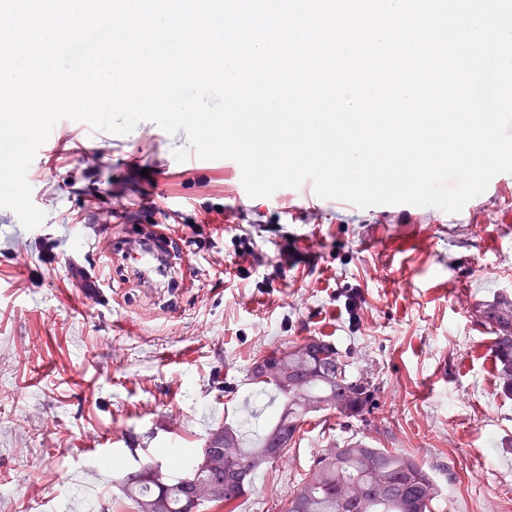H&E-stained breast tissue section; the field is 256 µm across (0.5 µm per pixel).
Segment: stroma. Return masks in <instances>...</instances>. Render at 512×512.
I'll return each mask as SVG.
<instances>
[{
	"label": "stroma",
	"instance_id": "obj_1",
	"mask_svg": "<svg viewBox=\"0 0 512 512\" xmlns=\"http://www.w3.org/2000/svg\"><path fill=\"white\" fill-rule=\"evenodd\" d=\"M189 152L150 121L66 118L27 173L43 223L0 208V512H134L105 462L197 455L227 420L254 439L274 400L248 369L308 338L369 377L370 411L307 418L251 494L200 512H285L319 450L362 436L432 469L436 512H512V393L486 317L512 296V173L457 214L361 209L252 198ZM158 220L178 255L150 292L118 245Z\"/></svg>",
	"mask_w": 512,
	"mask_h": 512
}]
</instances>
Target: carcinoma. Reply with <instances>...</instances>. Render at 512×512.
Listing matches in <instances>:
<instances>
[{
	"label": "carcinoma",
	"mask_w": 512,
	"mask_h": 512,
	"mask_svg": "<svg viewBox=\"0 0 512 512\" xmlns=\"http://www.w3.org/2000/svg\"><path fill=\"white\" fill-rule=\"evenodd\" d=\"M491 321L496 328L494 349L500 361L499 374L504 386L512 389L511 298L502 297L496 302ZM308 342L313 355L308 364L296 369L291 386H284L273 373L247 378L253 388L273 389L280 397L279 406L255 441L246 442L238 425L224 423V431L235 440L233 447L224 449V457L249 471L245 487L226 482L224 470L200 471L193 461L181 463L186 474L171 472L162 482L148 478L141 466L120 477V486L135 512H143L150 501L160 503L161 512L199 509L201 503L193 505L187 498L185 483L189 477L201 482L203 488L224 486L221 497H208L204 491L201 495L205 502L229 505L250 493L254 475L261 468L285 457L286 446L276 458H267L280 433H290L291 443L312 414L332 411L346 416L362 412L372 397L369 383L349 373L348 361L335 345L315 338ZM442 494L443 486L434 473L415 457L377 448L372 442L348 441L324 448L313 458L306 476L288 493L286 512H434Z\"/></svg>",
	"instance_id": "cac0c4a2"
}]
</instances>
